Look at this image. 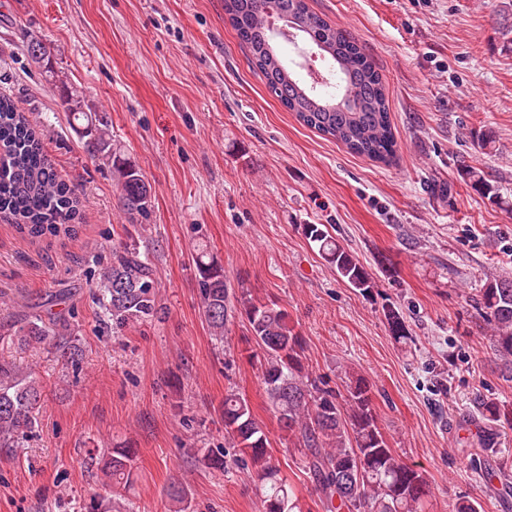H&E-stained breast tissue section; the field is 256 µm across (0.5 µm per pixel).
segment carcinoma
Returning a JSON list of instances; mask_svg holds the SVG:
<instances>
[{"instance_id": "cac0c4a2", "label": "carcinoma", "mask_w": 512, "mask_h": 512, "mask_svg": "<svg viewBox=\"0 0 512 512\" xmlns=\"http://www.w3.org/2000/svg\"><path fill=\"white\" fill-rule=\"evenodd\" d=\"M224 11L239 40L248 48L252 66L269 92L306 127L335 140L351 153L388 163L397 153L386 87L374 62L350 33L313 12L307 0H224ZM288 21L295 38L323 56L336 74V93L324 95L297 79L281 60L270 21ZM28 53L46 81L59 78L47 47L32 41ZM69 119L84 152L112 169L118 205L128 223L144 227L152 213L151 191L140 169L121 158L103 115L83 111L81 99L66 101ZM460 182L491 202L512 207L482 169L461 164ZM80 193L67 184L47 154L39 133L7 94H0V213L32 238L74 231ZM307 238L336 269L341 280L362 294L375 281L360 261L324 224H307ZM201 305L210 335L224 345L229 318L240 311L255 349L247 357L259 363L268 406L279 428L298 447L327 507L347 512H426L430 481L425 472L405 463L390 448L372 403L365 377L346 375L333 389L305 372L304 340L288 311L275 302L241 296L232 302L224 269L202 250L196 258ZM158 282L148 255L135 243L112 247V258L95 270V293L112 332L157 317ZM475 309L491 327V343L504 364L512 366V278L487 280ZM389 331L408 336L400 313L384 312ZM57 318L38 314L13 330L6 340L15 353L0 354V448L14 450L38 429L42 386L20 354L63 337ZM485 421L512 426V409L477 402ZM224 441L234 461L251 465L263 512H301L279 462L268 452V436L249 401L231 390L222 405ZM103 485L117 490L133 484L136 453L114 448L102 459Z\"/></svg>"}]
</instances>
